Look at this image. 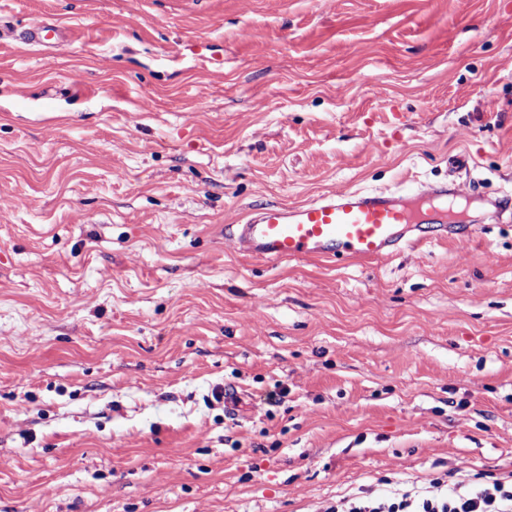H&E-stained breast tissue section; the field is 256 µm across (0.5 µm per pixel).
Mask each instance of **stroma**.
<instances>
[{
	"label": "stroma",
	"mask_w": 512,
	"mask_h": 512,
	"mask_svg": "<svg viewBox=\"0 0 512 512\" xmlns=\"http://www.w3.org/2000/svg\"><path fill=\"white\" fill-rule=\"evenodd\" d=\"M45 14L70 41L0 45V512L512 473V0H0ZM441 183L502 216L377 261L234 246L269 203Z\"/></svg>",
	"instance_id": "35a3bbf8"
}]
</instances>
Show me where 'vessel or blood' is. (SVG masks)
<instances>
[{
    "mask_svg": "<svg viewBox=\"0 0 512 512\" xmlns=\"http://www.w3.org/2000/svg\"><path fill=\"white\" fill-rule=\"evenodd\" d=\"M70 26L47 14L32 22L24 40L50 46L66 40ZM464 204L447 188L426 198L385 190L329 191L296 205H266L237 228V248L245 256L272 261L341 257L378 260L429 238L423 224H435L442 238L454 237Z\"/></svg>",
    "mask_w": 512,
    "mask_h": 512,
    "instance_id": "b4317fda",
    "label": "vessel or blood"
}]
</instances>
